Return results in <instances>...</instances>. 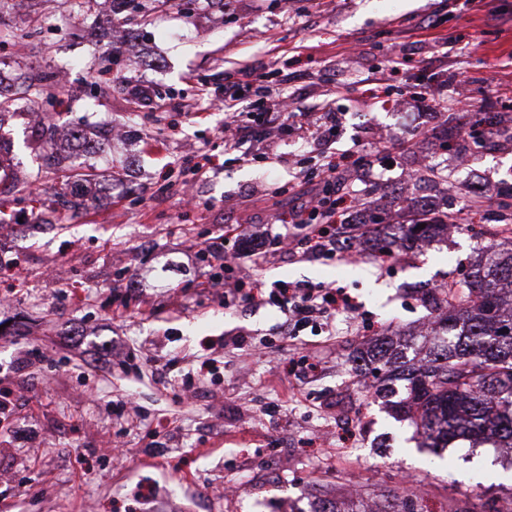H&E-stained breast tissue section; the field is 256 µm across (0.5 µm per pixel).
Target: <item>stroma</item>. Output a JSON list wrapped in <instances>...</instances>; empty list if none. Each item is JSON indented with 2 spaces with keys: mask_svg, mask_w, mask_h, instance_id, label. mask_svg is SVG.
Wrapping results in <instances>:
<instances>
[{
  "mask_svg": "<svg viewBox=\"0 0 512 512\" xmlns=\"http://www.w3.org/2000/svg\"><path fill=\"white\" fill-rule=\"evenodd\" d=\"M33 36L0 46V84L22 72H65L37 112L78 128L96 144L98 177L79 191L61 185L26 110L0 123V512H311L322 498L416 493L426 512L484 505L512 491V452L451 448L438 459L418 451L413 427L357 384L351 360L377 338L411 334L431 317L423 289L463 279L492 234L493 221L437 238L423 253L404 249L387 264L342 253L273 255L237 264L232 278L265 285L268 303L228 307L201 287L197 251L227 225H268L269 189L307 192L298 176L319 162L313 143L284 137L276 161H228L194 181L190 155L223 156L224 73L266 62L279 74L271 92L301 109L337 98L336 155L363 161L337 178L366 207L387 215L362 227L361 241L398 231L403 210L386 203L400 171L420 154L431 165L416 190L444 191L459 223L471 224L477 197L496 200L512 184V142L473 151L474 113L512 117V0H232L227 11L197 0L191 16L156 13L139 36L114 48L102 0L71 6L50 0ZM117 55L108 73L94 61ZM406 55L445 72L439 90L389 74ZM289 82H282V75ZM153 81L151 109L108 92L113 79ZM443 99L423 125L401 112ZM455 151L443 150L446 140ZM474 152L457 170L458 155ZM192 187L207 211L186 208ZM150 274L140 293L124 270ZM334 285L354 312L331 328L281 336L275 296L282 284ZM72 344H59L63 334ZM244 335L245 345L230 344ZM125 347L132 361L98 365L94 352ZM177 357L176 365L163 361ZM211 370L197 395L179 401L202 361ZM312 369H305V362Z\"/></svg>",
  "mask_w": 512,
  "mask_h": 512,
  "instance_id": "stroma-1",
  "label": "stroma"
}]
</instances>
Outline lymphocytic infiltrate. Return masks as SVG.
<instances>
[{
  "label": "lymphocytic infiltrate",
  "instance_id": "f902f5d3",
  "mask_svg": "<svg viewBox=\"0 0 512 512\" xmlns=\"http://www.w3.org/2000/svg\"><path fill=\"white\" fill-rule=\"evenodd\" d=\"M270 73L266 64H258L239 71L224 74V96L220 103L224 108V149L228 152L241 151L245 145H255L256 156H264L265 145L288 135L299 138L313 136L331 141L336 134L335 102L326 99L321 106L307 112L291 109L287 98L272 99L261 111L247 112L243 102L252 90L265 89ZM305 179L317 189L314 200L292 196L287 210L275 213V222L290 225L287 238L281 239L267 235L263 225H250L248 231L238 232L230 229L238 258L245 259L263 253L271 255L282 248L300 249L312 256L331 254L336 238L325 230L326 225L335 223L338 206L350 209H364V202L351 194L337 195L336 166L326 163L321 169L306 174ZM224 239H216L200 248L199 255L204 263L203 277L207 287L220 288L225 299L243 295L252 305L266 302L259 281H234L226 285L224 272L228 265L224 261ZM286 317L283 332L286 336H296L309 323L320 318H328L340 313L350 312L353 302L346 293L332 286L304 288L289 284L280 288L277 298Z\"/></svg>",
  "mask_w": 512,
  "mask_h": 512
}]
</instances>
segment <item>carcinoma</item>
<instances>
[{
	"instance_id": "obj_1",
	"label": "carcinoma",
	"mask_w": 512,
	"mask_h": 512,
	"mask_svg": "<svg viewBox=\"0 0 512 512\" xmlns=\"http://www.w3.org/2000/svg\"><path fill=\"white\" fill-rule=\"evenodd\" d=\"M107 23L132 30L149 21L139 0H108ZM24 99L51 94L54 75L20 77ZM56 124L39 133L42 148L57 149ZM410 239L434 238L446 224L402 225ZM428 306L447 311L433 316V336L424 345L414 340L380 339L360 356L363 365L383 371L377 389L394 418L408 421L421 437L420 447L436 454L467 440L472 447L512 449V250L484 247L483 261L461 281L435 288ZM312 512H424L411 496L386 501L378 511L370 497L360 496L341 508L321 500Z\"/></svg>"
}]
</instances>
